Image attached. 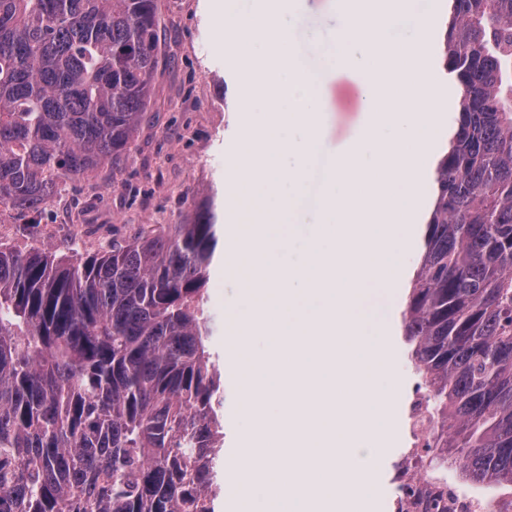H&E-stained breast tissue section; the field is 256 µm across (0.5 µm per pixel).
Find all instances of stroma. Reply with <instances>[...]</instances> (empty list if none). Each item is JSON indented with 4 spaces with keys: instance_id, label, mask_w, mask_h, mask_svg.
I'll list each match as a JSON object with an SVG mask.
<instances>
[{
    "instance_id": "obj_1",
    "label": "stroma",
    "mask_w": 512,
    "mask_h": 512,
    "mask_svg": "<svg viewBox=\"0 0 512 512\" xmlns=\"http://www.w3.org/2000/svg\"><path fill=\"white\" fill-rule=\"evenodd\" d=\"M225 0H160L166 31L164 59L154 82L151 104L141 123L136 147L120 173L111 166L62 186L43 215L0 207V243L18 249L46 248L57 256L95 253L113 240L158 231L180 223L208 191L223 204L228 166L243 130L241 104L252 99L254 119L266 103L252 98L249 83L223 35ZM336 22L330 0H306L293 17L292 47L300 60L331 52ZM323 110L317 130V163L304 187L303 199L314 205L323 192L324 169L350 146L368 123L360 101V77L343 69L318 86ZM424 222L413 224L405 244L402 276L383 320L391 357L401 383L393 406L395 433L383 451L381 480L372 512H390L395 477L406 448L407 395L417 378L402 336L401 313L416 268ZM235 288L224 281V251H215V270L208 285L206 308L214 333L211 349L224 386V453L233 455L246 423L238 410L235 370L224 353L227 313L240 307Z\"/></svg>"
}]
</instances>
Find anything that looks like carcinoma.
<instances>
[{
	"label": "carcinoma",
	"mask_w": 512,
	"mask_h": 512,
	"mask_svg": "<svg viewBox=\"0 0 512 512\" xmlns=\"http://www.w3.org/2000/svg\"><path fill=\"white\" fill-rule=\"evenodd\" d=\"M164 41L158 0H0V206L121 168ZM437 43L457 120L404 336L437 456L512 485V0H448ZM217 221L207 198L74 264L0 245V512H216Z\"/></svg>",
	"instance_id": "obj_1"
}]
</instances>
